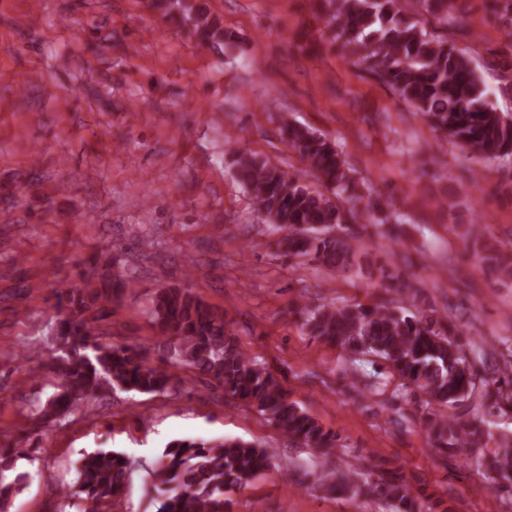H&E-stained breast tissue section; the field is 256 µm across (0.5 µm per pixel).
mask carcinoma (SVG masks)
I'll return each mask as SVG.
<instances>
[{
  "mask_svg": "<svg viewBox=\"0 0 512 512\" xmlns=\"http://www.w3.org/2000/svg\"><path fill=\"white\" fill-rule=\"evenodd\" d=\"M332 41L366 65L441 136L451 138L477 159L512 157V114L489 100L470 58L448 40L429 34L420 15L444 26L459 23L460 0H416L418 11L407 14L401 0H312ZM177 29L204 43H228L224 31L196 0H155ZM281 134L307 171L331 195L309 188L268 158L232 149L235 180L272 224L287 231L279 248L290 257H311L330 270L346 269L354 259L353 237L332 232L343 224H359L357 211L341 208L340 195H367L365 220L398 224L392 203L363 181L342 158L335 141L282 119ZM482 272L512 279V251L489 246L479 260ZM131 287L118 278L107 284L84 273L80 283L58 300V346L48 363L58 391L46 398L43 415L71 413L114 389L159 393L182 382L175 370L191 369L225 395L242 400L268 416L277 430L322 452L336 447V437L298 403L269 370L238 345L230 322L187 288L160 290L151 309L164 341L161 365L146 363L138 344H105L100 321L111 316L112 301ZM303 325L314 338L343 350L357 372V356L380 359L395 381L393 394H412L426 405L424 427L441 452L469 445L479 448L471 465L482 468L494 491L512 503V436L494 438L483 422L462 417L455 409L479 400L504 414L512 413V340L488 378L475 359L482 348L462 342L457 314L435 308L405 311L401 306L346 303L305 304ZM16 448H0V512L19 493L30 474L18 466ZM269 467L257 445L241 439L221 441L175 439L166 444L149 469L156 493V512H230L224 489L244 487ZM130 471L123 454L97 450L82 455L76 466L77 494L83 512H100L123 492ZM315 481L328 495H371L391 512H430L432 507L399 477L359 470H321Z\"/></svg>",
  "mask_w": 512,
  "mask_h": 512,
  "instance_id": "cac0c4a2",
  "label": "carcinoma"
}]
</instances>
